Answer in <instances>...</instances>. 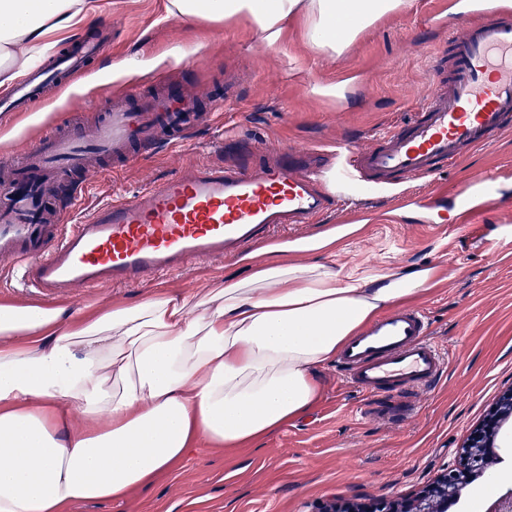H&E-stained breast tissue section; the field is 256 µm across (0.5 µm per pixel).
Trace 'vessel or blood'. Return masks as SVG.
<instances>
[{
	"mask_svg": "<svg viewBox=\"0 0 512 512\" xmlns=\"http://www.w3.org/2000/svg\"><path fill=\"white\" fill-rule=\"evenodd\" d=\"M465 24L466 36L449 45L444 95L370 147L337 145L338 189L389 190L452 167L466 152L512 131V11L485 10ZM54 79L36 70L10 98L0 99V110L22 111L41 84ZM191 111L188 102L165 93L134 109L118 98L92 134L70 130L29 146L21 159L32 176L0 185V264L8 266L16 287L53 299L84 288L127 286L183 271L193 259L233 255L257 238H277L280 230L319 216L330 198L321 170L290 152L258 169L204 166L103 202L74 221L46 211L42 175L89 170L91 158L101 155L132 163V142L163 131L168 144H179ZM497 190V178L483 180L461 203V220ZM336 361L343 381L390 419L414 409L416 394L438 380L447 354L432 341L423 312L401 308L371 324Z\"/></svg>",
	"mask_w": 512,
	"mask_h": 512,
	"instance_id": "b4317fda",
	"label": "vessel or blood"
}]
</instances>
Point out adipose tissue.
Masks as SVG:
<instances>
[{
    "label": "adipose tissue",
    "mask_w": 512,
    "mask_h": 512,
    "mask_svg": "<svg viewBox=\"0 0 512 512\" xmlns=\"http://www.w3.org/2000/svg\"><path fill=\"white\" fill-rule=\"evenodd\" d=\"M407 0H168L186 22L247 18L268 44L303 16L338 55ZM107 0H0V89ZM431 265L338 269L287 259L207 298L159 294L91 315L0 304V512H62L152 485L197 448L260 441L316 405L321 366L371 322L435 286ZM80 412L85 427L70 424Z\"/></svg>",
    "instance_id": "adipose-tissue-1"
}]
</instances>
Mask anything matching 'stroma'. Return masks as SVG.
Returning a JSON list of instances; mask_svg holds the SVG:
<instances>
[{"label":"stroma","mask_w":512,"mask_h":512,"mask_svg":"<svg viewBox=\"0 0 512 512\" xmlns=\"http://www.w3.org/2000/svg\"><path fill=\"white\" fill-rule=\"evenodd\" d=\"M475 2L412 0L334 58L310 44L299 18L270 46L243 17L183 24L167 18L166 0H111L105 15L112 42L105 53L28 111L0 114V166L49 127H93L105 106L127 92L192 99L203 121L187 129L181 145L143 147L141 160L122 168L104 161L79 211L204 164L256 166L284 152H330L342 141L370 146L446 90L447 78L434 76L432 58L446 39L465 32L448 12ZM329 84L343 87V95L314 94L315 86ZM496 173L505 177L499 199L472 217L474 229L465 237L453 230V209L426 224L418 210L386 197L329 208L305 231L314 236L342 214L360 225L336 243V264L347 270L366 260L442 267L439 284L412 305L446 348L447 367L435 388L420 395L413 415L393 424L370 416L366 399L330 362L319 371L323 394L316 408L259 444L235 451L200 446L150 488L122 501H77L67 512H318L333 498L363 503L412 496L456 465L459 448L512 386V242L498 234L499 225H512V132L413 183L421 193L441 183L461 189ZM252 252L247 261H193L180 273L91 288L56 304L89 312L161 292L202 296L215 280L249 276L266 258L263 246ZM497 444L494 493L512 488V429L502 428ZM485 486V475L472 478L450 512H484L494 495Z\"/></svg>","instance_id":"obj_1"}]
</instances>
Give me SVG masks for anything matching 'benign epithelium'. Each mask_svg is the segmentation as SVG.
<instances>
[{
	"instance_id": "7a95c632",
	"label": "benign epithelium",
	"mask_w": 512,
	"mask_h": 512,
	"mask_svg": "<svg viewBox=\"0 0 512 512\" xmlns=\"http://www.w3.org/2000/svg\"><path fill=\"white\" fill-rule=\"evenodd\" d=\"M511 417L512 387L500 396L496 413L488 424L468 440L463 466L444 471L435 483L411 499L398 502L379 498L363 506L334 501L323 505L320 512H448V500L459 497L473 476L486 472L485 461L495 451L500 427Z\"/></svg>"
}]
</instances>
